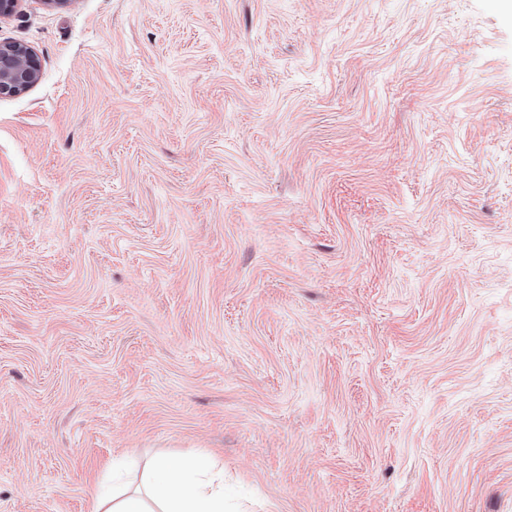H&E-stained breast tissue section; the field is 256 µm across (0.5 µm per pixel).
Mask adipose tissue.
Segmentation results:
<instances>
[{"instance_id":"obj_1","label":"adipose tissue","mask_w":512,"mask_h":512,"mask_svg":"<svg viewBox=\"0 0 512 512\" xmlns=\"http://www.w3.org/2000/svg\"><path fill=\"white\" fill-rule=\"evenodd\" d=\"M93 512H240L229 506L224 475L202 454L152 457L138 486L99 487Z\"/></svg>"}]
</instances>
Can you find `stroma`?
Masks as SVG:
<instances>
[{
	"mask_svg": "<svg viewBox=\"0 0 512 512\" xmlns=\"http://www.w3.org/2000/svg\"><path fill=\"white\" fill-rule=\"evenodd\" d=\"M0 512L205 452L251 512H512L502 0H20Z\"/></svg>",
	"mask_w": 512,
	"mask_h": 512,
	"instance_id": "1",
	"label": "stroma"
}]
</instances>
